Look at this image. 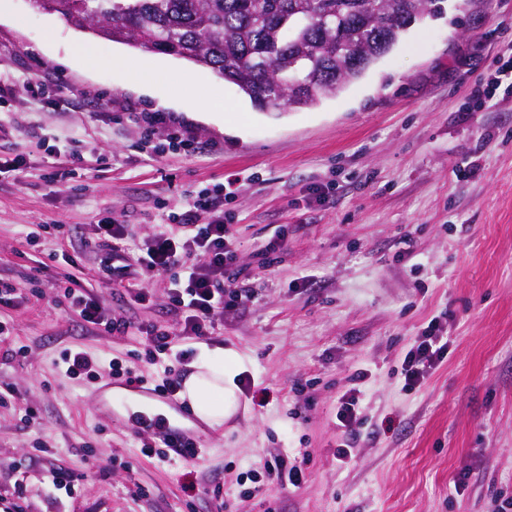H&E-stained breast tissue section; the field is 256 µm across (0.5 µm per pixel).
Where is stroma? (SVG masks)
Masks as SVG:
<instances>
[{"label":"stroma","mask_w":512,"mask_h":512,"mask_svg":"<svg viewBox=\"0 0 512 512\" xmlns=\"http://www.w3.org/2000/svg\"><path fill=\"white\" fill-rule=\"evenodd\" d=\"M11 12L0 22V79L17 84L0 103V279L38 297L0 305L28 349L0 347V390L13 392L0 406V512H495L497 494L512 496V93L475 98L512 52V0H448L336 97L281 113L208 69L77 32L33 0H11ZM80 43L93 48L85 66L65 65ZM115 55L157 64L164 86L208 82L211 117L142 94L135 69L109 66ZM139 109L186 127L200 153L142 150ZM230 178L237 263L258 297L225 315L218 341L181 339L146 361L139 325L173 320L163 287L123 309L83 245L89 227L131 224L134 257L184 192ZM281 228L287 248L261 266L257 247ZM68 276L126 310L132 329L82 327L58 297ZM434 318L448 357L405 389L404 356ZM227 347L247 362L245 407L204 430L192 460L143 455L149 433L124 378L97 398V381L63 371L64 352L83 349L152 388ZM358 370L367 377L351 384ZM353 386L363 425L345 462L336 407ZM276 454L303 461L300 486L252 482ZM59 466L77 476L74 493L54 486Z\"/></svg>","instance_id":"35a3bbf8"}]
</instances>
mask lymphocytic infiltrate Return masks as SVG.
I'll use <instances>...</instances> for the list:
<instances>
[{"label": "lymphocytic infiltrate", "mask_w": 512, "mask_h": 512, "mask_svg": "<svg viewBox=\"0 0 512 512\" xmlns=\"http://www.w3.org/2000/svg\"><path fill=\"white\" fill-rule=\"evenodd\" d=\"M143 139L152 153L163 146L154 142L158 126L168 130L167 147L192 154L198 149L195 139L176 122L159 115L144 116ZM233 199L223 186L204 187L186 192L170 214V222L161 226L145 242L135 260L113 288L123 304H141L148 300L147 281L166 282L172 324L142 327L149 355L166 353L175 338H203L214 335L216 320L228 312L243 310L256 298L251 288L252 274L237 263L234 237L230 227L233 215L226 206ZM93 240L104 274H111L112 261L121 255L129 236L130 225L117 221L91 227ZM62 296L77 314L83 326L108 335L125 334L129 320L113 313L92 290L70 282ZM448 357V339L439 320H431L406 353L402 373L407 388L420 386Z\"/></svg>", "instance_id": "1"}]
</instances>
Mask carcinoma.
<instances>
[{
	"mask_svg": "<svg viewBox=\"0 0 512 512\" xmlns=\"http://www.w3.org/2000/svg\"><path fill=\"white\" fill-rule=\"evenodd\" d=\"M444 0H52L76 30L211 70L262 112L336 96Z\"/></svg>",
	"mask_w": 512,
	"mask_h": 512,
	"instance_id": "cac0c4a2",
	"label": "carcinoma"
}]
</instances>
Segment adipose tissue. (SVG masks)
I'll return each mask as SVG.
<instances>
[{
	"instance_id": "obj_1",
	"label": "adipose tissue",
	"mask_w": 512,
	"mask_h": 512,
	"mask_svg": "<svg viewBox=\"0 0 512 512\" xmlns=\"http://www.w3.org/2000/svg\"><path fill=\"white\" fill-rule=\"evenodd\" d=\"M245 369L242 356L231 347L194 362L181 396L210 429L220 430L240 407L237 377Z\"/></svg>"
}]
</instances>
